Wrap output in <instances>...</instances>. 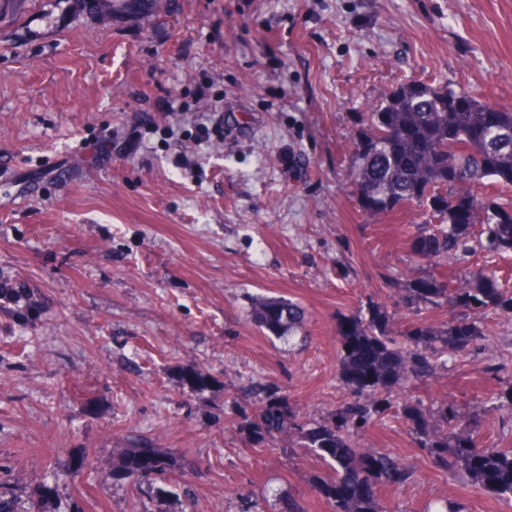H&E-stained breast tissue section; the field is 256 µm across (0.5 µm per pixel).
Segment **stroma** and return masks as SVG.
Wrapping results in <instances>:
<instances>
[{"label":"stroma","instance_id":"35a3bbf8","mask_svg":"<svg viewBox=\"0 0 512 512\" xmlns=\"http://www.w3.org/2000/svg\"><path fill=\"white\" fill-rule=\"evenodd\" d=\"M163 2L142 23L35 41L18 30L42 0H0V284L40 309L0 310V463L42 512H278L288 497L330 512L327 464L252 444L244 420L275 390L308 426L327 421L349 398L338 324L370 304L396 335L452 319L406 307L409 232L430 212H364L354 145L410 80L512 109V0ZM275 297L305 310L281 339L253 319ZM484 324L465 361L396 403L481 410L512 382V320ZM358 444L413 471L381 488L389 512H512L395 416ZM138 446L174 462L163 498L114 473Z\"/></svg>","mask_w":512,"mask_h":512}]
</instances>
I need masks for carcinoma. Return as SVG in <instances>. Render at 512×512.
I'll return each mask as SVG.
<instances>
[{"label":"carcinoma","instance_id":"carcinoma-1","mask_svg":"<svg viewBox=\"0 0 512 512\" xmlns=\"http://www.w3.org/2000/svg\"><path fill=\"white\" fill-rule=\"evenodd\" d=\"M458 111L448 101V87L420 80L388 92L368 114V133L357 142L355 190L363 210L388 214L404 204H427L434 224L410 236L421 261L451 259L478 248L492 254L512 253V200L499 191L512 187V110L462 92ZM411 308L421 311L444 303L459 309L448 324H418L398 336L387 330L388 315L373 305L365 319H349L338 328L339 374L350 398L332 419L312 428L297 422L288 398L269 392L253 417L245 419L248 438L273 441L283 433L299 436L300 447L331 468L318 480L330 512H388L381 487L401 485L410 468L387 452L366 451L357 437L392 407L393 387L401 381L422 382L436 376L444 357L463 356L485 337L482 317L490 312L512 318V293L494 271L465 272L445 281L420 275L405 289ZM254 322L282 338L302 321L297 305L265 299L255 306ZM486 411L512 415V383L483 404ZM401 415L416 447L446 471L462 472L488 494L512 499V448L484 446L475 426L452 402L428 414L412 403ZM142 449L130 448L119 470L143 496L160 490L172 463L160 449L152 452L159 468L152 476H135L132 464ZM0 512H40L22 502L9 481L0 479Z\"/></svg>","mask_w":512,"mask_h":512}]
</instances>
